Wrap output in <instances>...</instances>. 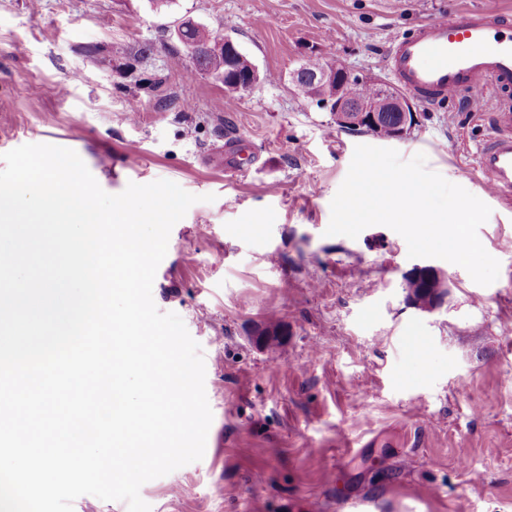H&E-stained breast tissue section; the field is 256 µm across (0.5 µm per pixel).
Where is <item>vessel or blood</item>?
<instances>
[{"mask_svg": "<svg viewBox=\"0 0 512 512\" xmlns=\"http://www.w3.org/2000/svg\"><path fill=\"white\" fill-rule=\"evenodd\" d=\"M385 58L395 83L423 103L485 94L490 133L477 149L475 168L486 192L511 198L512 23L497 0L395 35Z\"/></svg>", "mask_w": 512, "mask_h": 512, "instance_id": "obj_1", "label": "vessel or blood"}]
</instances>
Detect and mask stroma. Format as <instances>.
<instances>
[{"label":"stroma","mask_w":512,"mask_h":512,"mask_svg":"<svg viewBox=\"0 0 512 512\" xmlns=\"http://www.w3.org/2000/svg\"><path fill=\"white\" fill-rule=\"evenodd\" d=\"M483 2L0 0V154L52 144L107 193L168 180L199 198L152 296L201 348L213 420L200 461L141 487L151 512H512V204L474 171L487 120L464 98L418 104L400 139L347 133L289 80L316 54L390 82L391 34ZM186 19L222 25L260 82L188 75ZM359 145L424 153L486 203L498 279L433 259L450 294L423 313L405 301L401 235H327ZM269 324L278 340L259 343ZM412 332L427 370L403 353Z\"/></svg>","instance_id":"1"}]
</instances>
